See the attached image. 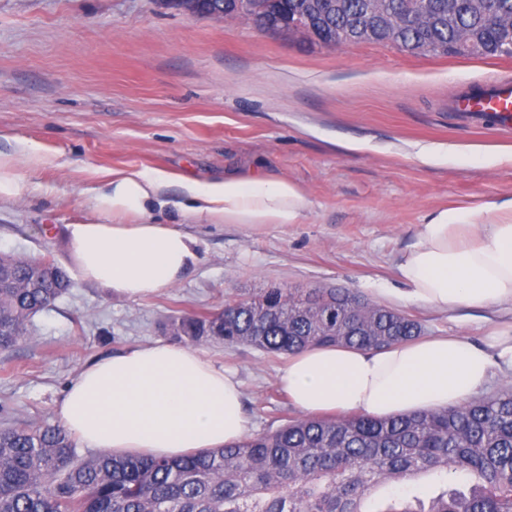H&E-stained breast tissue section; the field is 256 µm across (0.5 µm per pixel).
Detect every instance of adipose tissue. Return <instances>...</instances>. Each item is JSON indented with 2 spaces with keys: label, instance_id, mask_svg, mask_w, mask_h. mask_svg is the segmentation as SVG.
I'll return each instance as SVG.
<instances>
[{
  "label": "adipose tissue",
  "instance_id": "1",
  "mask_svg": "<svg viewBox=\"0 0 512 512\" xmlns=\"http://www.w3.org/2000/svg\"><path fill=\"white\" fill-rule=\"evenodd\" d=\"M178 187V226L157 221ZM93 216L72 225L82 279L138 299L176 286L197 260L187 224H298L307 200L262 170L205 182L161 169L113 171L92 190ZM483 215V223L472 221ZM398 274L406 299L439 309L512 303V203L439 209L421 224ZM512 374V336L478 347L462 336L426 337L372 351L313 346L292 354L280 385L306 413L390 418L466 403L494 371ZM56 412L85 446L115 456L172 459L239 441L247 430L239 380L188 346L151 343L97 359Z\"/></svg>",
  "mask_w": 512,
  "mask_h": 512
}]
</instances>
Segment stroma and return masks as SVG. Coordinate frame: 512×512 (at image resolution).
Masks as SVG:
<instances>
[{"label":"stroma","instance_id":"1","mask_svg":"<svg viewBox=\"0 0 512 512\" xmlns=\"http://www.w3.org/2000/svg\"><path fill=\"white\" fill-rule=\"evenodd\" d=\"M512 76V57L408 53L366 42L283 39L243 18L192 16L168 0H0V151L15 154L22 200L0 201V252L49 258L73 286L0 351V428L56 426L87 363L154 341L171 320L217 313L269 288H348L418 320L428 336L486 345L512 336V304L441 311L403 300L397 266L428 215L512 200V132L466 125L448 94ZM364 141L368 150L346 151ZM443 146L429 165L422 147ZM37 152L43 163L30 162ZM304 192L301 223L247 230L187 224L199 258L172 289L139 300L85 282L69 227L92 216L89 190L121 168L206 181L256 167ZM241 382L249 434L301 412L277 378L283 354L199 343Z\"/></svg>","mask_w":512,"mask_h":512}]
</instances>
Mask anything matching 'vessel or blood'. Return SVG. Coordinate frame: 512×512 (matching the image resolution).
Masks as SVG:
<instances>
[{
    "label": "vessel or blood",
    "mask_w": 512,
    "mask_h": 512,
    "mask_svg": "<svg viewBox=\"0 0 512 512\" xmlns=\"http://www.w3.org/2000/svg\"><path fill=\"white\" fill-rule=\"evenodd\" d=\"M448 107L462 117L512 130V81L495 78L448 96Z\"/></svg>",
    "instance_id": "b4317fda"
}]
</instances>
